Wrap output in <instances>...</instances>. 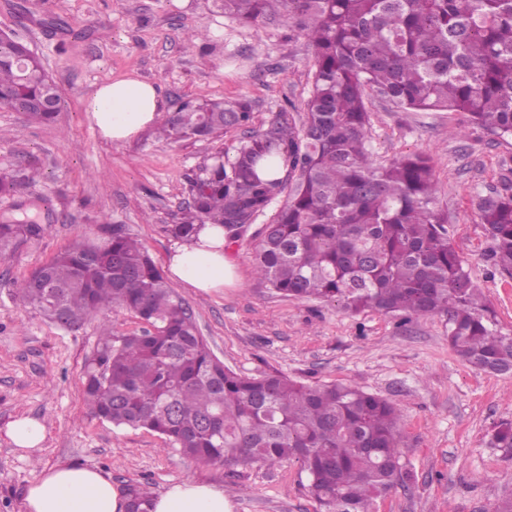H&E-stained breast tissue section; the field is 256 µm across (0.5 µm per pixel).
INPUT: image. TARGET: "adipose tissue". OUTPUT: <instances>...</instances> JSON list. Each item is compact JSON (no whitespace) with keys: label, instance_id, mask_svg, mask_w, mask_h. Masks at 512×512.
<instances>
[{"label":"adipose tissue","instance_id":"adipose-tissue-1","mask_svg":"<svg viewBox=\"0 0 512 512\" xmlns=\"http://www.w3.org/2000/svg\"><path fill=\"white\" fill-rule=\"evenodd\" d=\"M166 109L159 86L132 74L102 84L87 102L100 136L110 142L128 141L146 131ZM224 231L215 224L199 228L168 253L170 279L209 293L234 285L237 273L224 251ZM5 434L23 457L40 455L46 439L41 420L21 416L9 422ZM24 512H126L122 490L104 470L76 463L42 469L26 489ZM153 512H231L220 485L183 481L153 497Z\"/></svg>","mask_w":512,"mask_h":512}]
</instances>
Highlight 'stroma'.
I'll return each instance as SVG.
<instances>
[{"instance_id": "obj_1", "label": "stroma", "mask_w": 512, "mask_h": 512, "mask_svg": "<svg viewBox=\"0 0 512 512\" xmlns=\"http://www.w3.org/2000/svg\"><path fill=\"white\" fill-rule=\"evenodd\" d=\"M0 0V30L39 55L64 104L50 125L29 123L0 106V172L33 169L35 181L0 196V222L40 224L39 236L0 251V512H21L41 469L80 463L111 473L118 486L151 493L188 479L224 488L232 512H319L300 464L226 467L196 462L155 433L116 428L91 416L83 370L99 343V317L67 328L44 318L20 294L23 278L69 245L100 238L115 224L163 264L176 244L190 181L216 152L232 159L275 113L305 118L313 87L312 49L274 5L255 23L217 10L212 0ZM196 31L208 39L187 47ZM134 72L161 86L168 110L200 103L246 102L252 120L217 137L178 142L155 130L121 143L100 138L85 109L106 81ZM369 148L378 161L422 153L437 181L433 208L498 330L512 336V274L490 260L481 221L485 198L512 195V137H499L467 113L398 107L367 92ZM271 214L260 215L225 250L238 282L218 292L178 288L213 353L235 372L270 370L306 383L347 382L392 402L403 415L399 448L409 481L377 498L370 512H493L512 489V459L491 445L512 420V374L474 369L448 344V317L408 322L338 303L299 300L266 288L253 248ZM29 415L46 426L40 458H20L4 430Z\"/></svg>"}]
</instances>
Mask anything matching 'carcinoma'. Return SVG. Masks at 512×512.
<instances>
[{"mask_svg": "<svg viewBox=\"0 0 512 512\" xmlns=\"http://www.w3.org/2000/svg\"><path fill=\"white\" fill-rule=\"evenodd\" d=\"M259 20L271 0H220ZM309 42L313 90L301 126L277 113L226 163L219 153L191 181L193 204L166 228L185 240L205 223L227 239L286 201L255 246L257 277L301 300L340 302L347 311L408 319L448 315V343L477 370L512 373V336L491 327L488 305L471 282L431 207L437 191L429 158L387 163L367 144L372 90L414 110L466 112L512 137V0H282ZM0 106L32 123L55 120L62 98L40 58L0 33ZM248 104L184 102L160 128L178 141L205 138L249 122ZM27 175H0V196ZM482 222L494 242L493 265L512 273V196L487 198ZM30 222L0 223V248L36 236ZM46 318L76 326L111 309L145 327L121 332L102 324L100 348L84 369L91 413L117 427L142 428L199 462L227 467L293 459L307 471L320 512H369L402 484L403 417L387 400L343 383H302L277 372L245 376L224 366L192 312L125 225L101 242L80 241L20 285ZM491 444L512 457V421ZM127 512H149L151 494L128 490Z\"/></svg>", "mask_w": 512, "mask_h": 512, "instance_id": "cac0c4a2", "label": "carcinoma"}]
</instances>
